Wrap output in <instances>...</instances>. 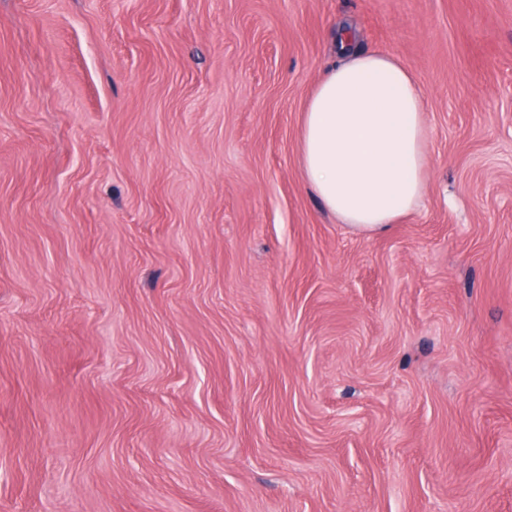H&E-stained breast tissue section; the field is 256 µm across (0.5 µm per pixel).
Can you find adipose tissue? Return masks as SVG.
Returning a JSON list of instances; mask_svg holds the SVG:
<instances>
[{
  "instance_id": "ef3b65f1",
  "label": "adipose tissue",
  "mask_w": 512,
  "mask_h": 512,
  "mask_svg": "<svg viewBox=\"0 0 512 512\" xmlns=\"http://www.w3.org/2000/svg\"><path fill=\"white\" fill-rule=\"evenodd\" d=\"M336 44L341 62L326 71L302 108L299 165L329 213L376 233L423 199L424 90L396 55L358 50L350 26L340 28Z\"/></svg>"
}]
</instances>
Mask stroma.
<instances>
[{"label": "stroma", "instance_id": "35a3bbf8", "mask_svg": "<svg viewBox=\"0 0 512 512\" xmlns=\"http://www.w3.org/2000/svg\"><path fill=\"white\" fill-rule=\"evenodd\" d=\"M343 22L381 234L298 161ZM0 512H512V0H0ZM336 44L342 61L326 71L301 111L299 165L329 213L376 233L423 199L424 90L396 55L358 50L350 25L340 28Z\"/></svg>", "mask_w": 512, "mask_h": 512}]
</instances>
